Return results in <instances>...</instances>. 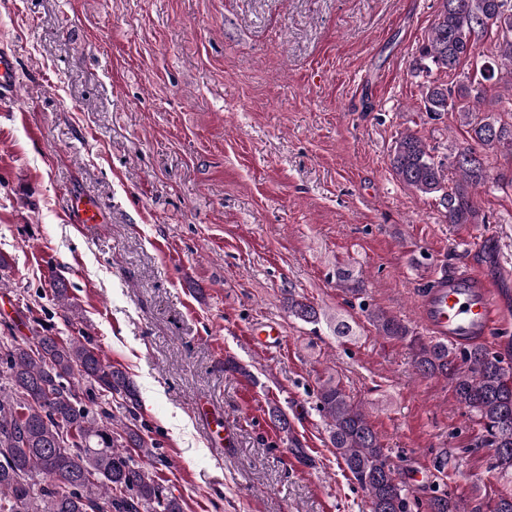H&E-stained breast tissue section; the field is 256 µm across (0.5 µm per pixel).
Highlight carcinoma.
I'll use <instances>...</instances> for the list:
<instances>
[{"mask_svg":"<svg viewBox=\"0 0 512 512\" xmlns=\"http://www.w3.org/2000/svg\"><path fill=\"white\" fill-rule=\"evenodd\" d=\"M492 27L494 49L480 53L489 74L457 72ZM412 73L422 78L426 114L457 113L469 141L445 163L421 137L403 133L390 154L392 174L412 191L439 198L447 223L484 224L475 189L487 181L490 155L512 154V122L483 109L487 83L512 88V0H439ZM442 73L454 79L445 82ZM287 311L306 324L324 323L337 336L352 331L344 321L323 322L312 303L291 292ZM367 318L380 336L408 342L416 374L448 380L479 427L475 447L491 450L489 471L511 480L512 354L481 344L458 352L413 334L381 309L367 311ZM30 331L21 341L0 340V512H184L183 501L146 467L155 452L136 423L137 394L128 375L86 337ZM116 397L129 420L112 417ZM317 409L337 457L365 491L369 512H410L408 490L363 409L331 380L317 390ZM429 512L480 509L443 492L431 497Z\"/></svg>","mask_w":512,"mask_h":512,"instance_id":"1","label":"carcinoma"}]
</instances>
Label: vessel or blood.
Segmentation results:
<instances>
[{"mask_svg": "<svg viewBox=\"0 0 512 512\" xmlns=\"http://www.w3.org/2000/svg\"><path fill=\"white\" fill-rule=\"evenodd\" d=\"M19 77L14 57L0 51V99L16 93ZM66 217L74 224L99 223L102 213L90 195L71 193ZM419 317L427 331L450 344L477 343L496 330L502 317L493 287L479 275L456 271L443 275L420 300Z\"/></svg>", "mask_w": 512, "mask_h": 512, "instance_id": "vessel-or-blood-1", "label": "vessel or blood"}]
</instances>
